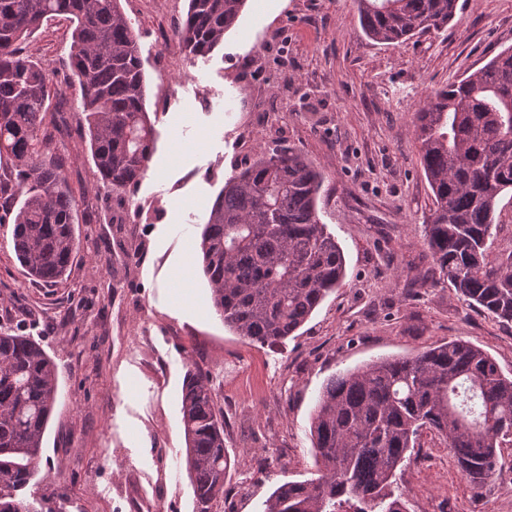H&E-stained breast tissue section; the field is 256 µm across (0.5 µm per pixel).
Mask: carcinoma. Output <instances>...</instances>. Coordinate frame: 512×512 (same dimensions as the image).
<instances>
[{
    "label": "carcinoma",
    "mask_w": 512,
    "mask_h": 512,
    "mask_svg": "<svg viewBox=\"0 0 512 512\" xmlns=\"http://www.w3.org/2000/svg\"><path fill=\"white\" fill-rule=\"evenodd\" d=\"M246 0H189L178 34L208 57L224 44ZM367 38L390 44L440 31L456 0H353ZM73 25L72 76L82 89L80 138L120 208L145 176L155 128L145 107L136 36L121 0H0V198L20 199L12 247L33 279L53 284L79 249L77 202L56 151L65 93L23 44L43 24ZM411 127L436 201L424 225L431 285L449 282L470 304L512 322V249L491 257L500 196L512 191V47L457 83L427 94ZM325 176L300 151L268 150L236 169L217 195L199 259L224 326L251 344L293 335L343 285L346 259L318 212ZM58 396V368L41 340L0 331V512H31L20 497L34 478ZM183 458L197 503L224 500L232 460L213 374L189 366L181 393ZM439 437L474 491L512 442V378L462 340L383 358L326 380L311 413L315 477L280 484L263 512H405L396 471L423 431Z\"/></svg>",
    "instance_id": "cac0c4a2"
}]
</instances>
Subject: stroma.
<instances>
[{
    "instance_id": "1",
    "label": "stroma",
    "mask_w": 512,
    "mask_h": 512,
    "mask_svg": "<svg viewBox=\"0 0 512 512\" xmlns=\"http://www.w3.org/2000/svg\"><path fill=\"white\" fill-rule=\"evenodd\" d=\"M138 41L145 107L155 125L147 175L128 195L129 218L148 254L112 276L110 196L89 150H71L66 178L81 241L53 285L16 261L0 224V329L32 323L58 365V400L36 476L22 496L37 512H67L103 488L152 494L139 478L159 449L185 446L180 401L188 364L222 371L219 401L236 460L220 512H262L285 481L312 478L310 413L332 374L463 339L512 376V323L468 305L450 283L431 285L424 223L436 202L411 119L420 99L512 47V0H457L447 31L396 45L362 32L352 0H247L236 27L208 58H187L177 28L188 0H121ZM72 27L58 18L25 42L61 80L77 140L82 92L70 78ZM292 46L281 67L268 46ZM291 147L326 175L323 222L342 247L345 285L297 336L254 346L216 316L198 254L203 224L234 167L252 158L243 132ZM189 286H175L179 269ZM150 331L164 367L132 350ZM400 482L407 512H512V446L479 491L462 479L433 433H423Z\"/></svg>"
}]
</instances>
